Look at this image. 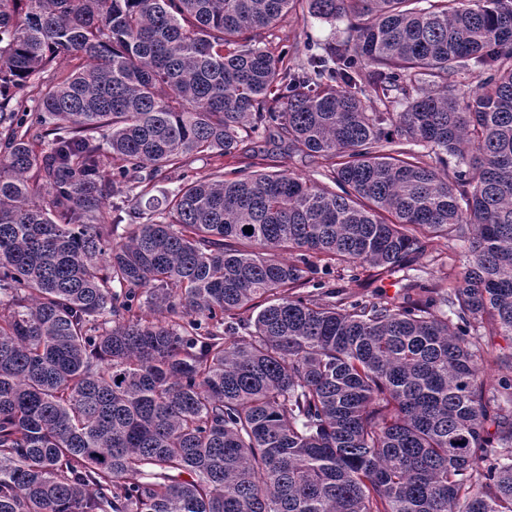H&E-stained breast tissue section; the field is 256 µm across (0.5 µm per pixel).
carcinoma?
Here are the masks:
<instances>
[{"label":"carcinoma","instance_id":"obj_1","mask_svg":"<svg viewBox=\"0 0 512 512\" xmlns=\"http://www.w3.org/2000/svg\"><path fill=\"white\" fill-rule=\"evenodd\" d=\"M301 1L349 37L288 61ZM265 126L331 184L151 194ZM430 237L447 290L310 277ZM509 362L512 0H0V512H512ZM467 246L458 241L446 238H430L425 244L423 254L416 259L408 271L411 278L404 279L401 272L394 276L380 274V268L366 265L364 268L355 267L346 263L332 265L325 268L320 265L316 274L312 275L314 282L325 283L326 286L336 287L345 296L372 300L385 298L396 302L402 301V288L410 284L412 277L420 276L430 282L446 288L448 287V272L461 276L469 263ZM358 275L362 286L352 282L353 275Z\"/></svg>","mask_w":512,"mask_h":512}]
</instances>
